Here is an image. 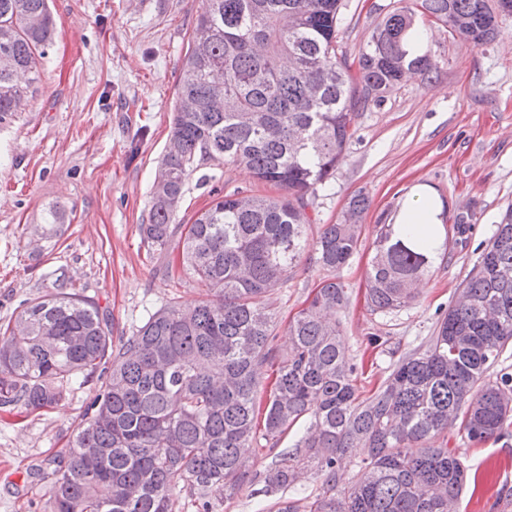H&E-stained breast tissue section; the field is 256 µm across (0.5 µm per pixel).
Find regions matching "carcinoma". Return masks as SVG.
<instances>
[{"instance_id":"1","label":"carcinoma","mask_w":512,"mask_h":512,"mask_svg":"<svg viewBox=\"0 0 512 512\" xmlns=\"http://www.w3.org/2000/svg\"><path fill=\"white\" fill-rule=\"evenodd\" d=\"M49 0H0V125L23 100L19 73L39 79L53 38ZM175 89L170 143L154 181L143 238L156 251L174 237L182 267L207 289L196 305L164 306L136 332L112 336L98 306L56 276L24 303L0 336V409L50 408L102 368L101 393L81 416L67 453L50 458L53 512H173L187 491L199 512L259 482L266 493L294 485L314 466L312 498L277 499V512H458L470 468L440 436L460 421L471 441L506 433L512 375L485 373L512 343V209L489 239L425 349L401 357L362 398L353 384L339 281L326 280L288 324V352L274 344L266 297L315 246L338 271L361 243L368 198L357 193L341 219L309 243L307 195L336 175L355 120L380 104L407 73L435 67L408 49L417 21L454 28L474 47L500 35L498 0H400L357 56L338 52L340 0H205ZM242 165L279 195L211 191L209 206L179 224L197 158ZM447 243L410 226L376 225L367 302L386 313L416 301ZM275 368L270 390L263 369ZM306 430L283 458L252 468L240 449ZM367 449L357 472L338 468Z\"/></svg>"}]
</instances>
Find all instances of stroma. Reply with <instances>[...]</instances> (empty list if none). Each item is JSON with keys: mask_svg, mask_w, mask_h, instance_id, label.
Listing matches in <instances>:
<instances>
[{"mask_svg": "<svg viewBox=\"0 0 512 512\" xmlns=\"http://www.w3.org/2000/svg\"><path fill=\"white\" fill-rule=\"evenodd\" d=\"M398 0H342L339 40L355 56ZM55 37L39 63L27 104L0 126V325L43 295L56 270L96 302L114 336H130L150 313L197 303L205 288L182 270L181 247L153 251L140 226L170 140L181 61L204 0H50ZM500 37L473 47L447 29L426 26L424 48L437 63L408 75L384 102L359 113L356 133L336 176L310 196L309 237L336 223L355 192L371 200L363 245L338 277L350 302L341 312L347 355L361 390L380 386L405 353L425 348L485 244L512 206V15ZM446 202L445 224L458 214L473 226L467 246L449 244L409 306L372 312L366 303L370 244L415 186ZM266 193L241 166L201 162L190 176L179 219L210 202V189ZM60 208L57 233H43V214ZM330 271L307 249L269 297L278 317L275 342L287 350L289 320L307 307ZM93 376L74 384L53 408L0 411V512H51V473L31 474L43 459L65 456L88 403L100 392ZM444 442L486 474L465 491L460 512H512V428L470 441L451 426ZM274 496L249 484L233 499H210L211 512H270Z\"/></svg>", "mask_w": 512, "mask_h": 512, "instance_id": "stroma-1", "label": "stroma"}]
</instances>
